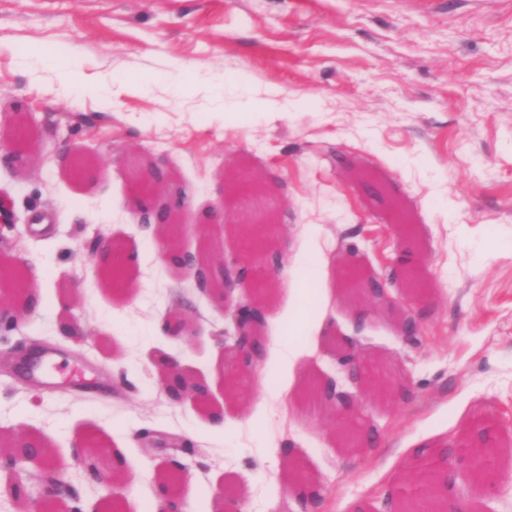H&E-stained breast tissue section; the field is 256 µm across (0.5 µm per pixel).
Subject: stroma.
<instances>
[{
  "mask_svg": "<svg viewBox=\"0 0 512 512\" xmlns=\"http://www.w3.org/2000/svg\"><path fill=\"white\" fill-rule=\"evenodd\" d=\"M64 57L95 94L61 96ZM270 90L285 110H263ZM19 113L36 158L0 166V261L36 259L44 277L41 308L0 331V449L39 430L60 464L55 512H104L113 493L126 512H152L173 462L194 512H219L205 495L214 484L251 512H302L284 462L265 455L284 446L315 476L323 512H382L413 462L487 421L498 476L475 491L458 466L450 500L512 512V0H0V122ZM69 146L100 158L95 183L59 174L53 156ZM129 150L175 171L192 249L220 214L225 171L277 184L289 251L311 245L329 261L328 326L299 335L314 352L297 382L338 377L337 351L352 341L411 380L404 403L354 390L373 451L339 448L326 414L296 393L262 400L251 372L228 407L223 299L160 262L157 234L135 223L120 171ZM350 160L383 185L381 202L352 183ZM100 233L133 259L122 288L102 286L85 261ZM352 243L383 282L404 251L420 256L418 345L404 344L395 309L360 320L339 294L336 261ZM179 312L195 334L167 332ZM72 318L80 336L56 341ZM45 339L60 371L15 374L18 348ZM164 358L205 381L210 409L166 403ZM214 410L224 431L208 428ZM103 471L119 474L116 487L98 482Z\"/></svg>",
  "mask_w": 512,
  "mask_h": 512,
  "instance_id": "1",
  "label": "stroma"
}]
</instances>
